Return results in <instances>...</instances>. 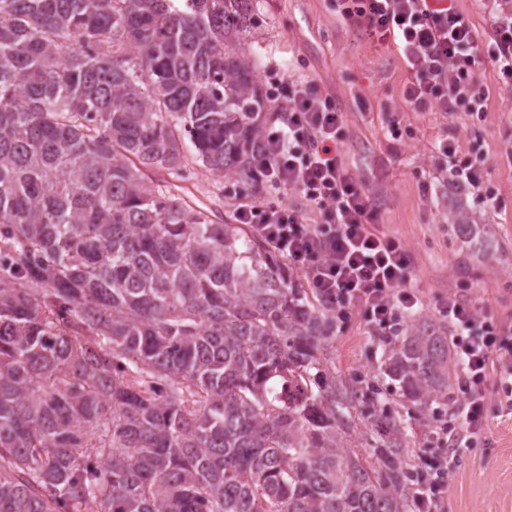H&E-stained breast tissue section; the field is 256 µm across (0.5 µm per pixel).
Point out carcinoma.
I'll use <instances>...</instances> for the list:
<instances>
[{
    "instance_id": "carcinoma-1",
    "label": "carcinoma",
    "mask_w": 512,
    "mask_h": 512,
    "mask_svg": "<svg viewBox=\"0 0 512 512\" xmlns=\"http://www.w3.org/2000/svg\"><path fill=\"white\" fill-rule=\"evenodd\" d=\"M256 3L0 0V512H409L397 419L327 379V303L143 181L189 143L263 188ZM452 364L420 320L384 372L441 407Z\"/></svg>"
}]
</instances>
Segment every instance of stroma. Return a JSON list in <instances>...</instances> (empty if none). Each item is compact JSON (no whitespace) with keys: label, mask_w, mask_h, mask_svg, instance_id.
Wrapping results in <instances>:
<instances>
[{"label":"stroma","mask_w":512,"mask_h":512,"mask_svg":"<svg viewBox=\"0 0 512 512\" xmlns=\"http://www.w3.org/2000/svg\"><path fill=\"white\" fill-rule=\"evenodd\" d=\"M258 8L262 24L248 48L260 84L275 72L335 98L347 132L343 162L373 195L377 230L410 250L413 280L425 299L422 317L442 322L441 300L457 293L478 312L512 324V92L502 88L494 68L486 64L475 71L486 97L483 114L418 111L403 97L408 68L398 46L365 38L342 19L337 0H259ZM392 115L400 120L396 140L387 131ZM447 137L482 149L488 185L502 207L485 208L471 195L449 198L434 149ZM183 163V178L153 168L144 180L214 221L234 222L242 186L207 171L192 147H185ZM454 207L482 224L488 250L470 248L453 224ZM384 349L361 314L336 319L327 348L329 374L353 388L379 386L390 412L401 419L400 460L418 479L429 473L424 460L437 446L427 435L441 420L395 389L383 373ZM502 397L490 386L486 434L459 455L448 512H512V415L501 408Z\"/></svg>","instance_id":"stroma-1"}]
</instances>
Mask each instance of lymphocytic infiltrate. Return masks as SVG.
<instances>
[{"mask_svg":"<svg viewBox=\"0 0 512 512\" xmlns=\"http://www.w3.org/2000/svg\"><path fill=\"white\" fill-rule=\"evenodd\" d=\"M339 6L343 18L369 39L399 46L409 72L403 97L415 109L483 111L484 93L473 73L486 60L503 88H512V6L496 10L482 40L454 0H339ZM281 90L285 107L264 129L262 171L270 187L298 191L306 208L242 194L236 220L286 255L337 315L358 311L371 335L390 340L402 319L424 307L410 253L399 238L373 228V199L342 160L345 122L335 100L301 80L283 82ZM435 150L445 159L455 193L481 197L490 209L499 206L481 154L462 152L448 139ZM439 311L453 330L459 395L451 408L453 424L435 435L445 451L432 461L435 479L417 491L418 512H446L458 453L486 432L490 377H497L502 405L512 411V326L477 313L455 294Z\"/></svg>","mask_w":512,"mask_h":512,"instance_id":"1","label":"lymphocytic infiltrate"}]
</instances>
